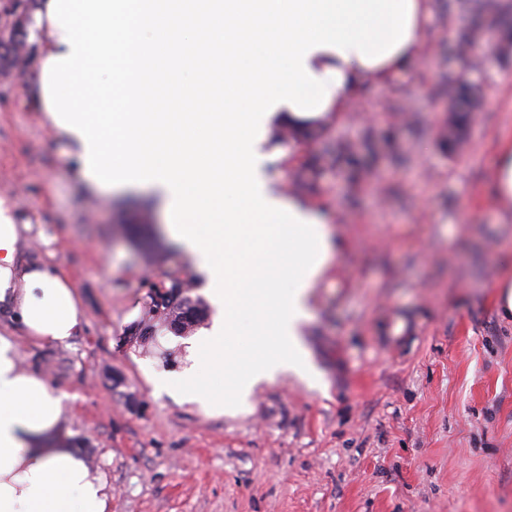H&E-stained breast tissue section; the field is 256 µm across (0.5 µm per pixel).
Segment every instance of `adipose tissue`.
<instances>
[{"label": "adipose tissue", "instance_id": "adipose-tissue-1", "mask_svg": "<svg viewBox=\"0 0 512 512\" xmlns=\"http://www.w3.org/2000/svg\"><path fill=\"white\" fill-rule=\"evenodd\" d=\"M432 15V0H37L31 89L70 145L69 175L94 191H143L208 277L214 321L189 349L191 368L152 377L155 392L177 386L235 410L279 374L318 381L303 329L339 248L316 208L274 188L266 166L284 151L272 139L340 117L363 79L387 84L424 46ZM242 29L266 40L244 111L224 122L142 111L147 73L185 101L199 96L200 65H223L236 82L242 64L223 43ZM30 224L0 197V310L28 340L64 344L83 323L77 290L48 262L20 260ZM21 358L0 332V512H108L101 477L73 449L50 447L63 397Z\"/></svg>", "mask_w": 512, "mask_h": 512}]
</instances>
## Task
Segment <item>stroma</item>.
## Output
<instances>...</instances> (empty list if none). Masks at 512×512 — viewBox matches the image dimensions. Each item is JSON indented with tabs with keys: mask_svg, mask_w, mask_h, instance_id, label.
I'll return each mask as SVG.
<instances>
[{
	"mask_svg": "<svg viewBox=\"0 0 512 512\" xmlns=\"http://www.w3.org/2000/svg\"><path fill=\"white\" fill-rule=\"evenodd\" d=\"M445 2L423 55L388 84L360 82L321 139L271 167L344 241L305 328L325 387L283 376L236 414L154 395L147 368L189 362L187 336L136 339L151 287L177 270L202 302V284L172 245L152 258L131 241L127 225L158 230L157 216L65 174L27 77H0V196L34 221L23 259L68 276L84 314L66 345L23 342V366L63 395L61 437L102 477L111 512H512V321L497 310L512 212L492 188L512 139V58L458 53L473 19ZM452 72L479 107L451 154ZM346 142L353 158L336 153Z\"/></svg>",
	"mask_w": 512,
	"mask_h": 512,
	"instance_id": "obj_1",
	"label": "stroma"
}]
</instances>
